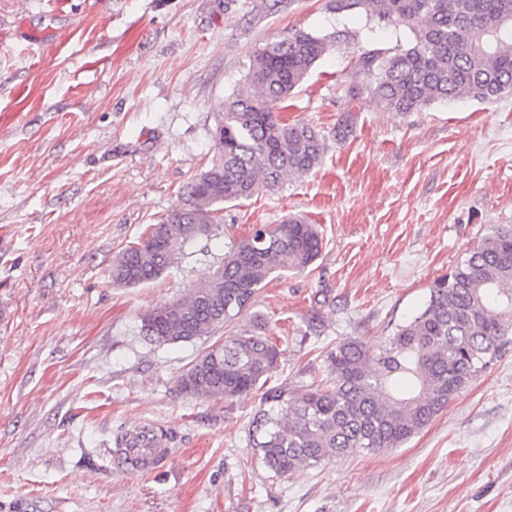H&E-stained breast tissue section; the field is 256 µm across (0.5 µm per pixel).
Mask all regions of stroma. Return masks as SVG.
Instances as JSON below:
<instances>
[{"label":"stroma","mask_w":512,"mask_h":512,"mask_svg":"<svg viewBox=\"0 0 512 512\" xmlns=\"http://www.w3.org/2000/svg\"><path fill=\"white\" fill-rule=\"evenodd\" d=\"M329 0H0V512H512V349L383 452L268 472L248 441L261 395L191 398L178 375L244 329L279 337L272 382L326 376L336 342L383 344L488 230L512 224V95L391 112L355 96L363 53L409 29ZM70 31L43 62L31 33ZM291 29L332 37L280 116L320 129L319 167L224 207L156 281L113 258L212 163L219 104ZM300 215L320 256L200 339L156 345L141 317L184 297L253 226ZM172 434L161 470H112L117 438Z\"/></svg>","instance_id":"35a3bbf8"}]
</instances>
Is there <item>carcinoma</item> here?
<instances>
[{
  "instance_id": "obj_1",
  "label": "carcinoma",
  "mask_w": 512,
  "mask_h": 512,
  "mask_svg": "<svg viewBox=\"0 0 512 512\" xmlns=\"http://www.w3.org/2000/svg\"><path fill=\"white\" fill-rule=\"evenodd\" d=\"M329 8H362L369 19L413 33L410 46L359 60L372 75L365 89L393 112L512 94V0H331ZM330 43L293 29L252 56L233 96L220 103L215 160L184 186L179 206L113 259V285L155 281L183 248L223 222L224 205L273 191L321 164L325 136L307 124L282 122L275 109ZM321 248L317 225L301 216L261 224L228 243L222 263L186 297L143 316L140 333L160 346L208 336L247 311L271 280L307 269ZM510 345L512 225L499 224L430 286L424 307L385 346L346 338L326 357L325 381L267 389L249 427L250 443L279 476L336 455L398 448ZM281 355L278 340L255 329L227 336L178 376L177 391L231 401L266 384Z\"/></svg>"
}]
</instances>
